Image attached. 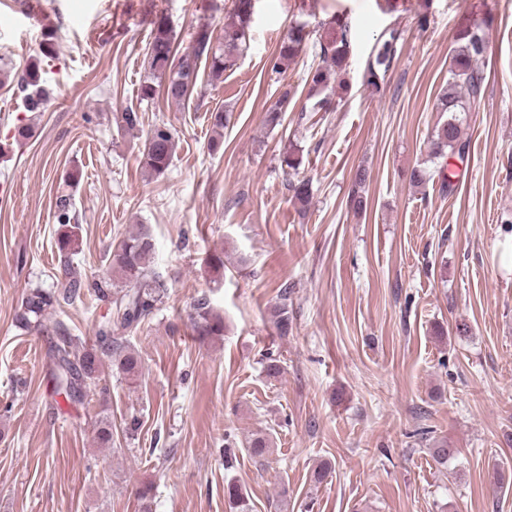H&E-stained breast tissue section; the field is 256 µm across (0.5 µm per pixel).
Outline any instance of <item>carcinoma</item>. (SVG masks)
Returning a JSON list of instances; mask_svg holds the SVG:
<instances>
[{
  "mask_svg": "<svg viewBox=\"0 0 512 512\" xmlns=\"http://www.w3.org/2000/svg\"><path fill=\"white\" fill-rule=\"evenodd\" d=\"M254 14L252 0H232V6L224 15L222 45H215L214 31L207 24L196 28L187 51L178 53L174 44L173 30L168 18L159 15L153 22L147 48L150 77L140 88L143 100L163 95L166 100L180 104L190 96L196 86L197 67L201 62L210 64L211 74L218 78L233 68L238 58L250 48L251 23ZM401 33L392 28L384 33L373 47L364 69V84L375 90L385 83L389 70L399 53ZM313 44L322 65L308 74L307 101L310 111L328 112L332 109V83L343 87L342 76L347 73L351 58V29L346 17L335 15L311 29L305 23L288 28L279 41L275 54L269 60L271 74L280 76ZM457 47L452 50L448 70V88L437 98L436 111L448 113V119L438 124L430 142L431 155L446 159L450 156L464 158L469 140L463 137L462 114L468 105L483 97L485 75L479 66L488 53L486 27L472 24L456 36ZM22 104L28 112L42 111L48 95L42 86L39 68L31 65L20 80ZM295 96L291 89L281 91L275 105L268 110L267 122L278 125L283 112ZM175 147L172 129L162 123L154 125L147 134L142 152V166L151 174L160 175L169 168ZM367 179L364 168L357 170L354 187L349 194L350 207L355 212L366 208V198L361 188ZM293 197L306 208L312 200L309 181L302 179L288 183ZM59 224L64 230L58 234L56 246L66 258L64 280L60 282L62 299H57L39 288H34L22 304L18 320L22 328L40 332L44 328L50 310L59 301L72 302L80 297L85 287L82 273L71 256L75 254L79 239V225L71 222L66 204H61ZM112 273L121 280V289L112 293V312L99 326L101 351L87 349L75 339L64 338L55 345V392L71 403H83L90 385L99 379L102 356L112 359V366L125 378H133L141 371V358L137 351L124 344L126 335L137 330L160 305L166 294V286L154 268V244L146 232H131L112 250ZM281 303L275 307V327L279 336L286 337L292 329L288 316V291L280 294ZM193 331L203 338L221 336L224 333V317L217 313L210 301L202 297L194 304ZM248 452L262 458L269 450L268 438L256 433L248 441ZM224 498L229 512H252L248 495L235 480L224 486Z\"/></svg>",
  "mask_w": 512,
  "mask_h": 512,
  "instance_id": "carcinoma-1",
  "label": "carcinoma"
}]
</instances>
